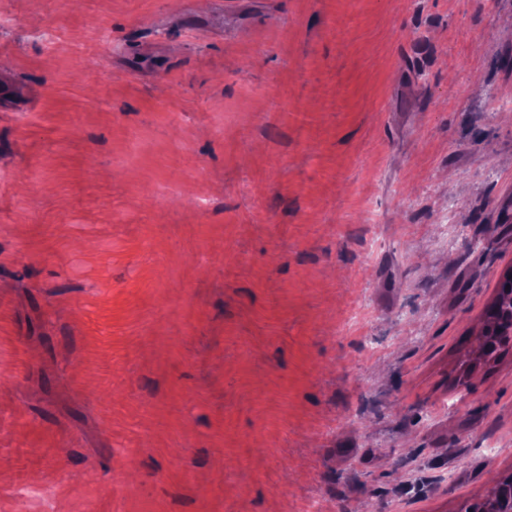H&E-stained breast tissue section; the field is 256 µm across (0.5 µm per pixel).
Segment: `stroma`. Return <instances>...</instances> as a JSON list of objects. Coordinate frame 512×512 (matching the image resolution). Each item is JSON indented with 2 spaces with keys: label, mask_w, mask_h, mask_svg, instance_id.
Instances as JSON below:
<instances>
[{
  "label": "stroma",
  "mask_w": 512,
  "mask_h": 512,
  "mask_svg": "<svg viewBox=\"0 0 512 512\" xmlns=\"http://www.w3.org/2000/svg\"><path fill=\"white\" fill-rule=\"evenodd\" d=\"M511 99L512 0H0V512L483 500Z\"/></svg>",
  "instance_id": "obj_1"
}]
</instances>
